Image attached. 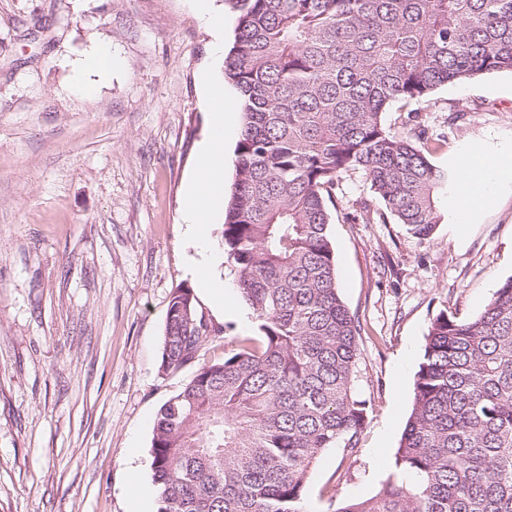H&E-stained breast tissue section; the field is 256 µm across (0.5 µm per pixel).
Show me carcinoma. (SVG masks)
<instances>
[{
	"label": "carcinoma",
	"mask_w": 512,
	"mask_h": 512,
	"mask_svg": "<svg viewBox=\"0 0 512 512\" xmlns=\"http://www.w3.org/2000/svg\"><path fill=\"white\" fill-rule=\"evenodd\" d=\"M232 3L224 78L244 121L223 244L259 335L200 362L226 329L190 287L172 291L161 367L197 369L156 414L157 512H305L321 452L357 448L364 327L339 295L328 235L343 180L359 172L373 195L352 203L350 221L391 215L431 240L444 221L436 197L459 170L432 162L445 137L422 118L394 129L385 114L395 102L432 112L442 85L512 73V0ZM334 512H512V277L477 316H435L393 470Z\"/></svg>",
	"instance_id": "cac0c4a2"
}]
</instances>
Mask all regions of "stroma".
<instances>
[{
  "label": "stroma",
  "mask_w": 512,
  "mask_h": 512,
  "mask_svg": "<svg viewBox=\"0 0 512 512\" xmlns=\"http://www.w3.org/2000/svg\"><path fill=\"white\" fill-rule=\"evenodd\" d=\"M192 0H0V512H130L152 485L155 415L191 376L160 368L172 288L208 259L232 309L197 291L232 335H257L224 250L223 218L194 236L186 187L210 124L202 76L224 77ZM112 48V75L76 90L74 63ZM435 161L512 143V73L439 87ZM464 116L448 124L445 106ZM422 242L402 225L328 227L339 294L367 333L354 390L368 417L354 452L313 464L307 512L371 497L393 461L435 315H478L512 277V189L478 221Z\"/></svg>",
  "instance_id": "stroma-1"
}]
</instances>
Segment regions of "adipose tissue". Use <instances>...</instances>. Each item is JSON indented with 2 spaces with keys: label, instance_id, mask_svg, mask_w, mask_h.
Here are the masks:
<instances>
[{
  "label": "adipose tissue",
  "instance_id": "obj_1",
  "mask_svg": "<svg viewBox=\"0 0 512 512\" xmlns=\"http://www.w3.org/2000/svg\"><path fill=\"white\" fill-rule=\"evenodd\" d=\"M224 89L208 86L207 99L211 113L210 130L200 146L196 177L186 190V217L191 227L210 223L224 192L222 169L224 143L233 132L232 115L221 102ZM463 205L469 220H477L493 196L512 185V148L484 149L479 154H465L461 167Z\"/></svg>",
  "mask_w": 512,
  "mask_h": 512
}]
</instances>
